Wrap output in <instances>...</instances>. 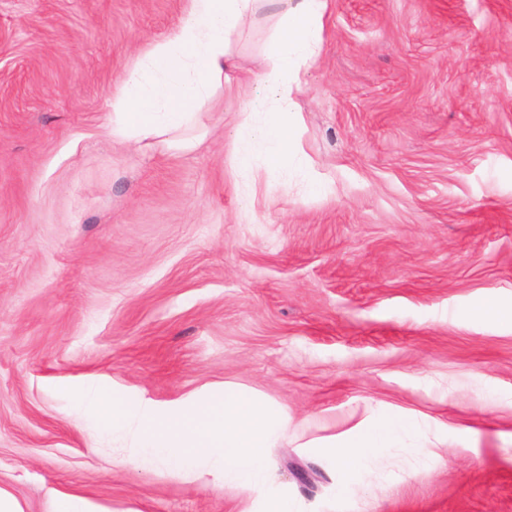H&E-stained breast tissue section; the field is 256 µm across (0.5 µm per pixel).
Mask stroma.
<instances>
[{
	"label": "stroma",
	"mask_w": 512,
	"mask_h": 512,
	"mask_svg": "<svg viewBox=\"0 0 512 512\" xmlns=\"http://www.w3.org/2000/svg\"><path fill=\"white\" fill-rule=\"evenodd\" d=\"M185 0H0V493L53 512H512V0H331L295 95L296 149L319 181L256 159L253 72L270 15L186 136L112 138V94ZM292 419L248 490L206 462L116 470L129 430L75 401L94 390L189 404L225 385ZM455 434L423 462L393 448L340 499L346 466L310 440L379 406ZM311 481L298 479V471ZM468 314L475 320L491 321L512 318L511 307L505 308L495 299L489 298L469 310ZM53 512H102L82 496L61 494L57 495Z\"/></svg>",
	"instance_id": "1"
}]
</instances>
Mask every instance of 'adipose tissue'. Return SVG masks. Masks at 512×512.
Returning a JSON list of instances; mask_svg holds the SVG:
<instances>
[{"label": "adipose tissue", "instance_id": "obj_1", "mask_svg": "<svg viewBox=\"0 0 512 512\" xmlns=\"http://www.w3.org/2000/svg\"><path fill=\"white\" fill-rule=\"evenodd\" d=\"M330 0H187L179 24L165 38L147 44L127 70L112 99V136L123 143L156 140L195 125L215 89L236 66L231 39L259 11L273 8L277 28L268 51L271 68L254 75L263 96L249 100L251 113L292 111L304 68L322 42ZM293 127L275 121L258 126L249 151L237 157L248 169L252 157L264 155L270 166L288 163ZM412 433L402 414L381 411L348 430L313 441L317 454L344 459L348 477L336 494L345 497L364 477L371 457L395 447Z\"/></svg>", "mask_w": 512, "mask_h": 512}]
</instances>
